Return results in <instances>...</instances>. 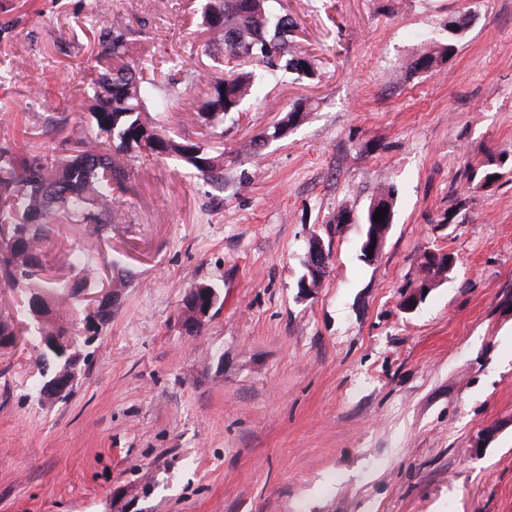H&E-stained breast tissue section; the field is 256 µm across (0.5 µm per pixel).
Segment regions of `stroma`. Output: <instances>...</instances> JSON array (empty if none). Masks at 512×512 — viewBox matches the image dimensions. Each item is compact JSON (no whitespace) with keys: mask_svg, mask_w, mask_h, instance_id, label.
Masks as SVG:
<instances>
[{"mask_svg":"<svg viewBox=\"0 0 512 512\" xmlns=\"http://www.w3.org/2000/svg\"><path fill=\"white\" fill-rule=\"evenodd\" d=\"M98 2L0 0V141L39 150L117 18L131 64L196 75L164 123L197 135L213 71L197 0ZM282 2L320 64L208 134L223 182L149 162L107 236L54 224L57 274L80 251L118 260L132 285L67 400L32 396L31 341L0 350V512H512V167L487 186L472 177L512 149V0ZM466 6L455 54L408 73L421 38L444 40ZM296 104L304 120L253 153ZM387 179L394 222L367 265L358 219ZM314 237L331 261L306 297ZM428 248L456 266L402 312ZM197 283L223 303L193 338L179 308Z\"/></svg>","mask_w":512,"mask_h":512,"instance_id":"stroma-1","label":"stroma"}]
</instances>
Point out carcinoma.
I'll use <instances>...</instances> for the list:
<instances>
[{
    "label": "carcinoma",
    "instance_id": "cac0c4a2",
    "mask_svg": "<svg viewBox=\"0 0 512 512\" xmlns=\"http://www.w3.org/2000/svg\"><path fill=\"white\" fill-rule=\"evenodd\" d=\"M471 21L466 9L448 17L446 40L425 46L403 67L411 73L440 68L455 53ZM201 26L208 33L206 47L218 49L222 56V62L214 64L219 75L209 79V92L196 113L206 129L236 123L246 103L263 102L266 85L287 74L315 75L316 59L293 45L297 22L284 12L281 0H206ZM127 54L125 32L115 22L112 39L98 59L100 71L88 85L92 95L72 107L77 115L89 114L82 136L55 142L63 120L52 116L44 126L48 140L41 151L21 154L15 142L0 144V232L6 231L0 246V281L27 298L23 332L36 342L44 381L67 364L65 345L89 343L112 321V311H95L81 297L102 285L98 266L84 253L71 255L78 270L74 278L49 275L45 217L83 224L102 237L112 230L114 210L121 203L116 189L123 188L137 164L171 156L205 179L224 171V155L189 135H168L158 120L180 105L195 78L177 68L164 82L147 79L124 62ZM305 109L302 104L290 108L256 135L253 149L284 137ZM397 195L394 182L380 183L359 223H374L375 214L384 208V223L393 224Z\"/></svg>",
    "mask_w": 512,
    "mask_h": 512
}]
</instances>
